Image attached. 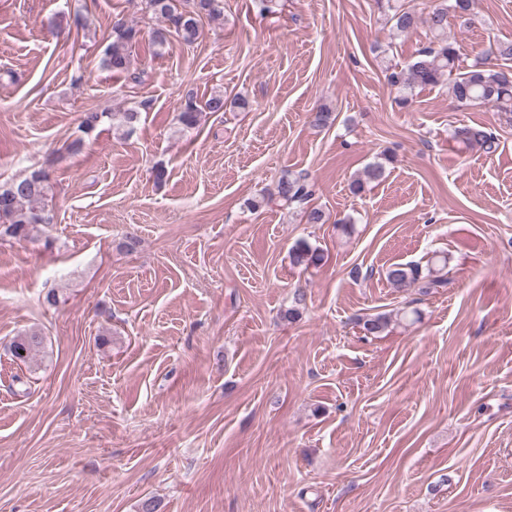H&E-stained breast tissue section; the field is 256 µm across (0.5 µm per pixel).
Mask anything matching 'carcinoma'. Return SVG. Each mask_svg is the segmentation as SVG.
Instances as JSON below:
<instances>
[{
	"mask_svg": "<svg viewBox=\"0 0 512 512\" xmlns=\"http://www.w3.org/2000/svg\"><path fill=\"white\" fill-rule=\"evenodd\" d=\"M146 7L164 25L152 32V44L161 49L169 38L175 36L187 45L194 44L200 37V13L218 12L219 0H194L193 8L178 10L175 0H145ZM387 5L391 11L388 22L392 29L402 34L413 30L419 24L427 25L432 40L404 68L393 70L386 75L387 82L407 93L414 88L434 87L448 82V89L458 107H474L492 104L498 111L512 115V70L496 67L488 62L491 54L476 61L466 69L459 67V56L454 43L448 41V13L459 17L470 14L473 0H436L427 18H422L413 10L392 5L393 0H377ZM136 37L135 31L122 23L112 27L111 43L102 59L104 68L117 75L130 74L132 68L131 48ZM227 106L224 94H213L203 105L189 97L181 104L179 122L194 126L202 112H222ZM109 121L115 129L127 135L139 120V112L129 109L125 112H86L81 116L80 127L85 132L94 130L104 121ZM452 138L467 147H479L487 153L497 148V138L491 130L482 125H462L454 129ZM388 156L369 164L364 172V179L353 184V190L359 192L364 181H378L384 177V162ZM50 189L49 174L38 169L28 176L0 184V240L9 238L22 240L30 237L39 226L52 223V216L47 212L42 201ZM278 198L288 205L296 204L304 210L309 224H319L324 214L317 208L308 207L313 195L311 185L302 175H282L276 185ZM292 261L296 266H316L321 263V254L305 243H299L292 250ZM447 263L433 265L427 272L416 264H395L387 271V280L392 287L401 292L417 288L428 294L448 284L445 269ZM392 317L378 313L359 319L362 330L369 335H379L388 329ZM43 337L36 332H29L16 337L9 345L13 361L18 365L28 366L34 362L35 355L42 349Z\"/></svg>",
	"mask_w": 512,
	"mask_h": 512,
	"instance_id": "1",
	"label": "carcinoma"
}]
</instances>
